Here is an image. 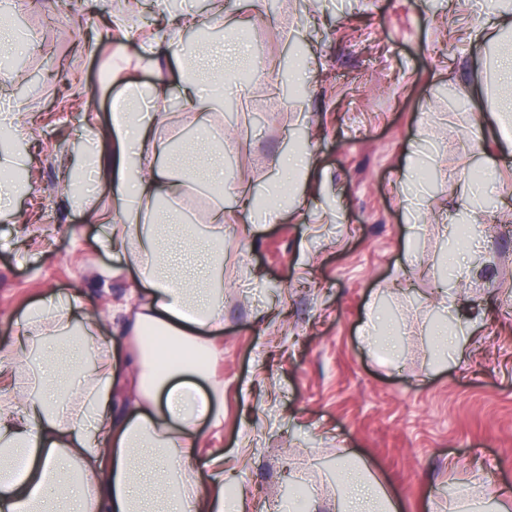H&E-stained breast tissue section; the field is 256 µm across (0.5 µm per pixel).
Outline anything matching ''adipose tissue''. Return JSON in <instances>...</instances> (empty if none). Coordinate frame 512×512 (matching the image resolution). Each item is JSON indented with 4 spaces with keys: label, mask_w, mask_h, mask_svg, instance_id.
<instances>
[{
    "label": "adipose tissue",
    "mask_w": 512,
    "mask_h": 512,
    "mask_svg": "<svg viewBox=\"0 0 512 512\" xmlns=\"http://www.w3.org/2000/svg\"><path fill=\"white\" fill-rule=\"evenodd\" d=\"M190 12L169 20L170 48L181 50L182 91L210 111L221 85L202 86L191 68L224 57L223 44L190 49ZM164 85L127 82L115 96L114 137L99 161L111 176L120 216L107 246L126 259L141 285L115 311L127 347L116 358L106 321L87 309L84 292L53 291L17 319L20 335L0 342V512H244L245 489L224 491V459L195 466L202 428L224 426V386L210 364L211 335L224 327V208L205 214V230L181 221L170 201L188 203L191 180L220 182L223 156L204 138L208 163L175 164L159 134ZM350 512L383 500L361 471L344 479Z\"/></svg>",
    "instance_id": "obj_1"
}]
</instances>
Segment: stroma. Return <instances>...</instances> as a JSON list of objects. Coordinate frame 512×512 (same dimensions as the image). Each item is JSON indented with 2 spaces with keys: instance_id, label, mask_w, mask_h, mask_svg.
Instances as JSON below:
<instances>
[{
  "instance_id": "obj_1",
  "label": "stroma",
  "mask_w": 512,
  "mask_h": 512,
  "mask_svg": "<svg viewBox=\"0 0 512 512\" xmlns=\"http://www.w3.org/2000/svg\"><path fill=\"white\" fill-rule=\"evenodd\" d=\"M119 0L59 17L55 0H0L25 22L26 62L0 77V95L26 105L31 173L0 218V341L51 290L83 288L111 316L134 269L105 246L116 202L108 179L81 171L71 146L108 133L112 100L128 79L178 98L175 58L148 66L166 42L156 0L122 32L103 25ZM182 12L224 16V48L244 43L222 105L170 112L180 147L223 138L224 177L265 197L283 157L312 152L314 167L287 215L246 227L224 200V332L215 343L224 429L198 459L223 453L243 479L250 512H294V489L322 512L344 498L345 470L367 464L400 512H512V150L483 127L491 77L481 65L500 26L483 0H178ZM249 86L247 97L237 84ZM482 126L472 144L468 133ZM93 185L87 222L66 190ZM484 225L457 285L448 257L460 222ZM376 319L391 346L361 334ZM469 330L463 357H441L437 334Z\"/></svg>"
}]
</instances>
